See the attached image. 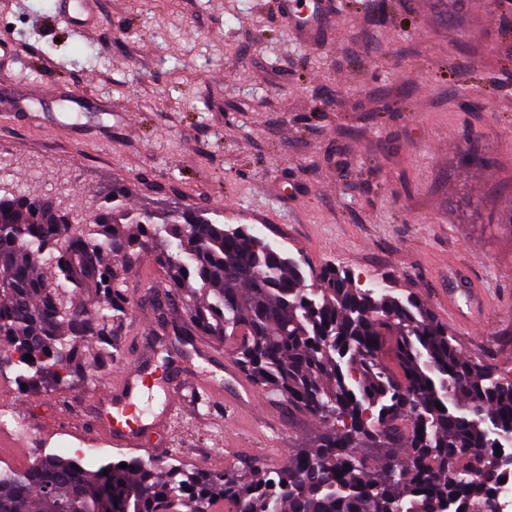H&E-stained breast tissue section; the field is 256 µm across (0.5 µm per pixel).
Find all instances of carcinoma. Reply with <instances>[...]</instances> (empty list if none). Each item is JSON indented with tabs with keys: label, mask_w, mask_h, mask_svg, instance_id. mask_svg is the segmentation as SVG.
<instances>
[{
	"label": "carcinoma",
	"mask_w": 512,
	"mask_h": 512,
	"mask_svg": "<svg viewBox=\"0 0 512 512\" xmlns=\"http://www.w3.org/2000/svg\"><path fill=\"white\" fill-rule=\"evenodd\" d=\"M129 197L114 184L75 210L0 176V372L60 391L118 360L126 276L151 254L183 310L172 334L227 346L318 433L269 472L46 456L0 471V512H498L512 379L464 356L425 302L383 281L362 288L334 264L307 270L244 225Z\"/></svg>",
	"instance_id": "cac0c4a2"
}]
</instances>
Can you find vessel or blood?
Wrapping results in <instances>:
<instances>
[{"mask_svg":"<svg viewBox=\"0 0 512 512\" xmlns=\"http://www.w3.org/2000/svg\"><path fill=\"white\" fill-rule=\"evenodd\" d=\"M96 0H57V17L63 18L75 32H82L94 19ZM281 14L290 28L317 40L322 31L331 26L335 13L331 0H279ZM199 357L211 367L234 375L235 369L222 351L207 344L197 346ZM161 389L165 396L164 411L154 422L144 423L141 400L154 389ZM201 391L209 397H220L222 388L207 373L194 375L173 372L159 376L149 372L141 363H126L115 371L112 381L102 390L92 394L98 409V425L93 435L99 436L115 448H128L155 456L152 438L167 418L173 417L184 400L185 389Z\"/></svg>","mask_w":512,"mask_h":512,"instance_id":"1","label":"vessel or blood"}]
</instances>
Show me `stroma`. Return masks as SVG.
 Wrapping results in <instances>:
<instances>
[{"label":"stroma","instance_id":"1","mask_svg":"<svg viewBox=\"0 0 512 512\" xmlns=\"http://www.w3.org/2000/svg\"><path fill=\"white\" fill-rule=\"evenodd\" d=\"M311 45L278 0H99L100 23L75 35L55 0H0V85L27 88L25 111L0 97V158L33 195L62 178L65 204L91 206L112 183L135 207L175 202L245 225L312 268L370 282L393 277L448 321L463 355L512 375V6L506 0H334ZM56 87L106 102L73 112ZM486 162L468 163V151ZM476 279L492 305L481 324L449 322L448 293ZM142 256L126 341L156 367H198L193 347L156 322ZM112 369L67 392L0 376V405L33 428L89 429L86 398ZM228 427L221 400H194L161 447L187 471L269 465L316 423L264 400ZM236 454L225 457V449Z\"/></svg>","mask_w":512,"mask_h":512}]
</instances>
